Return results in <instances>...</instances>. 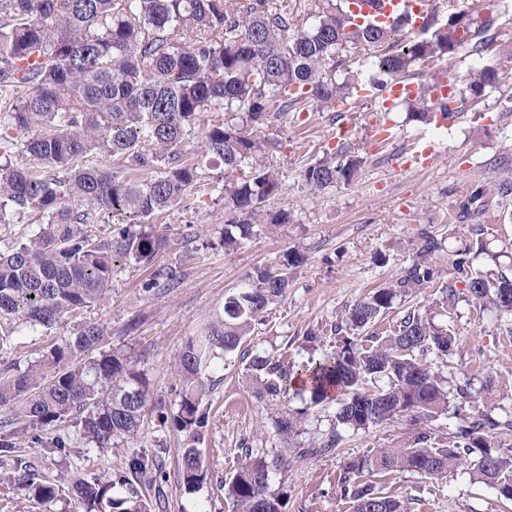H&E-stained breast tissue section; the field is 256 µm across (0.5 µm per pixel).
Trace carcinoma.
<instances>
[{
    "label": "carcinoma",
    "instance_id": "obj_1",
    "mask_svg": "<svg viewBox=\"0 0 512 512\" xmlns=\"http://www.w3.org/2000/svg\"><path fill=\"white\" fill-rule=\"evenodd\" d=\"M315 10L295 12L291 0H0V224L32 212L38 230L27 241L0 252V336L50 329L63 318L100 300L117 263L149 261L164 245L155 230L134 226L178 205L204 175L201 158L224 167V249L231 251L255 224H286L285 212L267 213L263 204L279 183L266 158L278 141L264 134L271 115L291 108L333 111L355 88H378L398 77L420 79L415 97L404 100L410 119L436 118L434 84L421 78L448 65L454 84L451 111L477 105L492 89L512 80V70L486 63L461 72L463 52L480 60L492 55L506 33L483 3L440 19L442 0L417 32L403 17L390 25L354 22L348 5L317 0ZM225 117L207 121L205 115ZM24 137L14 160L8 145ZM112 157L118 163L102 164ZM361 160L344 147L309 164L303 179L311 191L349 184ZM127 219L113 225L111 239L88 234L98 215ZM488 253L482 240L453 251L452 266L468 296L499 315L512 316V274L472 271V250ZM443 250L424 238L417 259L402 276L345 309L336 334H353L320 357L283 366L261 353L247 370L262 397L277 398L298 387L320 403L339 396L336 424L365 430L397 417L418 426L411 443L375 448L346 466L342 494L352 512H411L407 502L382 492L364 476L406 471L441 479L462 465L501 497L512 501V449L498 441L512 431V418L499 421L475 413L447 445L431 441L427 421L448 409L447 381L422 356L446 357L455 336L446 326L416 312L380 337L356 335L382 317L395 299L430 287L438 276L432 261ZM303 257L287 251L278 269L258 268L224 302L204 335L188 339L178 354L182 383L178 409L162 421L193 441L205 426L200 404L205 379L218 367L217 352L236 351L269 304L286 293L288 269ZM175 269L158 271L146 284L171 286ZM103 329L87 323L76 335L50 348L43 364L17 374H0V409L21 404L22 431L31 442L39 432L74 412L92 448L133 440L149 400V380L122 351L100 350ZM18 452L16 431L0 433V455ZM281 465L245 452L228 482L234 512H284L282 498L269 491ZM207 470L191 443L179 449L178 478L189 491ZM150 477H165L155 456L134 453L115 478L74 479L72 492L92 510L151 512L150 504L125 491ZM19 480L37 499L51 503L56 484Z\"/></svg>",
    "mask_w": 512,
    "mask_h": 512
}]
</instances>
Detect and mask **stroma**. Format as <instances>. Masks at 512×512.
<instances>
[{"instance_id": "1", "label": "stroma", "mask_w": 512, "mask_h": 512, "mask_svg": "<svg viewBox=\"0 0 512 512\" xmlns=\"http://www.w3.org/2000/svg\"><path fill=\"white\" fill-rule=\"evenodd\" d=\"M480 110L484 118L478 122L465 112L453 121L429 125L406 121L404 112H390L391 134L383 144L371 142L367 113L345 137L340 134L344 119L336 112L271 117L265 134L279 142L269 158L279 190L265 207L286 212L287 223L272 231L254 225L236 250L225 251L224 203L215 178H205L179 205L152 217L165 241L150 264L122 262L101 301L46 331L0 341V369H24L51 345L74 336L83 323L98 324L104 330V348L128 353L146 373L151 392L143 430L128 444L89 448L75 413L43 433L44 442L63 439L66 455L47 454L44 442L34 444L19 436L22 460L0 459V474L6 477L0 483V512H81L71 492L72 480L117 474L135 451L156 453L164 460L166 481L145 480L133 486L138 496L150 501L164 496L163 512H232L224 482L248 448L270 461L286 456L271 480L272 492L286 501L284 512H351V501L340 491L347 463L373 449L410 441L414 429L408 418L358 432L337 429L336 403L316 404L306 393L270 401L258 398L245 360L236 353L228 355L201 404L207 423L197 446L210 475L189 493L177 484V450L189 436L161 424L157 410L179 400L177 357L186 339L223 313L225 299L237 292L248 273L276 264L284 252L300 253L305 261L293 269L285 296L254 323L245 345L287 366L334 348L340 337L333 327L346 307L372 288L401 277L424 236H434L444 246L436 257L441 283L454 276L448 253L459 248L461 228L500 252L501 267L512 266V88L492 93ZM419 141L434 147L429 164L410 160ZM341 144L362 158L358 177L348 185L308 191L305 165ZM166 267L181 272L179 286L146 291L152 273ZM441 300L438 286L397 299L371 331L386 335L414 310L438 316L448 325L456 338L453 350L430 360L450 390L447 413L430 421L435 437L446 442L474 412L502 419L512 410V316L462 299L444 312ZM310 330L319 332V343L305 340ZM461 383L467 384L469 399L457 395ZM285 411L297 421L288 438L275 429L276 418ZM335 433L339 444L323 450ZM303 448L309 449V456H300ZM28 460L34 462L38 479L59 486L55 502L42 503L14 484ZM380 482L385 493L408 500L412 512H512V502L475 482L464 466L443 480L394 471Z\"/></svg>"}]
</instances>
